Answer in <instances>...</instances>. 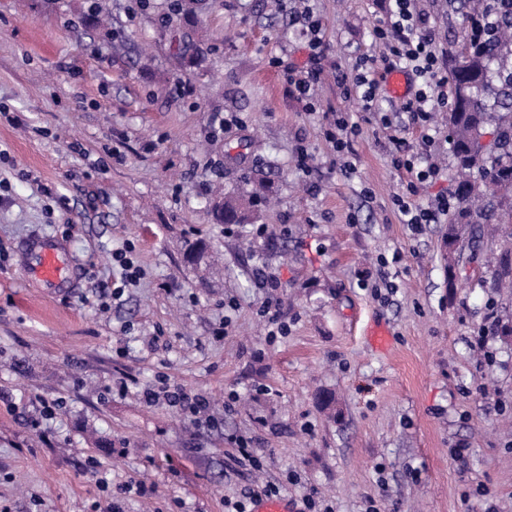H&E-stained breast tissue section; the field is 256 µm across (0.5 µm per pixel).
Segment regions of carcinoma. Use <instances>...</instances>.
Returning <instances> with one entry per match:
<instances>
[{"label": "carcinoma", "instance_id": "cac0c4a2", "mask_svg": "<svg viewBox=\"0 0 512 512\" xmlns=\"http://www.w3.org/2000/svg\"><path fill=\"white\" fill-rule=\"evenodd\" d=\"M448 10L461 13L466 24L457 36L461 51L448 50V79L454 103L448 113L456 162L455 194L458 205L448 221L449 284L465 243L485 236L486 224L512 215V0H448ZM496 16L491 30L478 17ZM494 126L493 145L482 143L484 130ZM218 220L238 224L243 218L240 200L221 201ZM496 284L512 288V255L498 260Z\"/></svg>", "mask_w": 512, "mask_h": 512}]
</instances>
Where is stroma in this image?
Listing matches in <instances>:
<instances>
[{
  "instance_id": "obj_1",
  "label": "stroma",
  "mask_w": 512,
  "mask_h": 512,
  "mask_svg": "<svg viewBox=\"0 0 512 512\" xmlns=\"http://www.w3.org/2000/svg\"><path fill=\"white\" fill-rule=\"evenodd\" d=\"M388 5L215 0L195 21L173 0H0V512L107 494L120 512H227L268 482L292 512L312 489L317 512H512V336L492 328L512 316L493 263L512 239L465 250L449 283L447 216L406 224L394 202L401 152L439 167L415 204L453 191L446 124L393 144L382 118L402 100L382 87L366 112L340 83L379 55ZM305 8L324 43L310 97L270 63L308 68ZM340 121L360 129L344 154ZM258 183L248 220L217 221L216 200ZM33 237L68 243L76 288L27 285ZM125 244L141 275L115 299ZM161 372L206 415L146 404ZM235 435L262 469H230ZM135 474L155 493H119Z\"/></svg>"
}]
</instances>
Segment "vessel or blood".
Here are the masks:
<instances>
[{
    "label": "vessel or blood",
    "mask_w": 512,
    "mask_h": 512,
    "mask_svg": "<svg viewBox=\"0 0 512 512\" xmlns=\"http://www.w3.org/2000/svg\"><path fill=\"white\" fill-rule=\"evenodd\" d=\"M65 243L49 238L34 239L22 247L23 269L47 297L69 291L77 280L66 259Z\"/></svg>",
    "instance_id": "b4317fda"
}]
</instances>
